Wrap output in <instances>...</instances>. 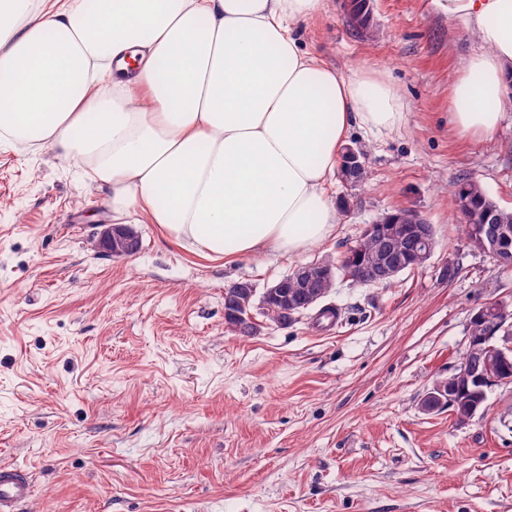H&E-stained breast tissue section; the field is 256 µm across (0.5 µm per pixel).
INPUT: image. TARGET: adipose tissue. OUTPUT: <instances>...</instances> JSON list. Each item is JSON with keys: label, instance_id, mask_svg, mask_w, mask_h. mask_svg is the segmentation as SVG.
Listing matches in <instances>:
<instances>
[{"label": "adipose tissue", "instance_id": "obj_1", "mask_svg": "<svg viewBox=\"0 0 512 512\" xmlns=\"http://www.w3.org/2000/svg\"><path fill=\"white\" fill-rule=\"evenodd\" d=\"M478 41L450 90L454 132L488 137L512 99V0H447ZM325 0H0V140L42 150L179 244L232 261L304 252L338 222L327 185L348 133L403 99L340 75L298 23Z\"/></svg>", "mask_w": 512, "mask_h": 512}]
</instances>
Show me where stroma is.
<instances>
[{
  "instance_id": "obj_1",
  "label": "stroma",
  "mask_w": 512,
  "mask_h": 512,
  "mask_svg": "<svg viewBox=\"0 0 512 512\" xmlns=\"http://www.w3.org/2000/svg\"><path fill=\"white\" fill-rule=\"evenodd\" d=\"M347 3L327 0L304 43L339 73L386 72L408 111L393 131H352L370 177L334 180L346 206L305 252L211 260L140 213L124 219L135 255L99 252L105 191L0 141V462L35 475L22 512H512V386L464 426L421 409L474 312L512 302V269L460 234L453 202L475 179L512 208V102L490 138L456 136L450 84L475 38L441 0H372V41ZM400 208L433 224L431 259L388 286L337 283L341 325L310 310L253 336L225 326V288L341 255Z\"/></svg>"
}]
</instances>
